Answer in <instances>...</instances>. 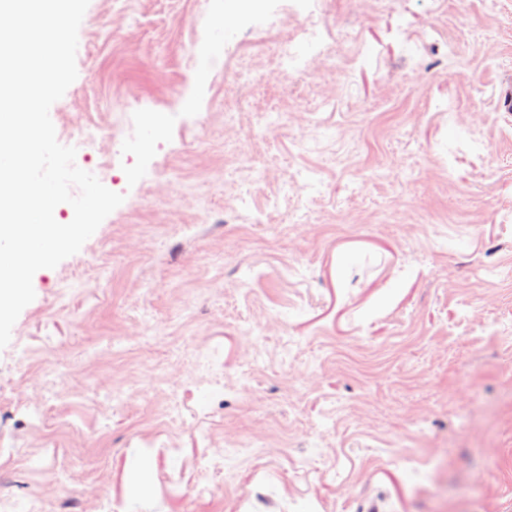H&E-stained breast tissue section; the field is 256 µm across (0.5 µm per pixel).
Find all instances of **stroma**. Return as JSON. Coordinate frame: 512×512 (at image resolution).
I'll use <instances>...</instances> for the list:
<instances>
[{
	"instance_id": "35a3bbf8",
	"label": "stroma",
	"mask_w": 512,
	"mask_h": 512,
	"mask_svg": "<svg viewBox=\"0 0 512 512\" xmlns=\"http://www.w3.org/2000/svg\"><path fill=\"white\" fill-rule=\"evenodd\" d=\"M235 2L90 0L50 118L125 200L0 349V502L512 512V0Z\"/></svg>"
}]
</instances>
